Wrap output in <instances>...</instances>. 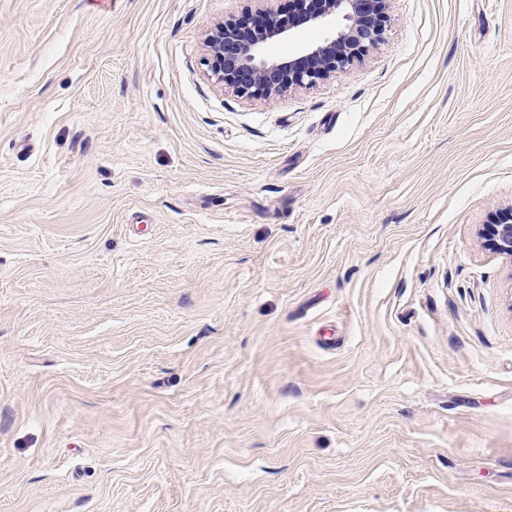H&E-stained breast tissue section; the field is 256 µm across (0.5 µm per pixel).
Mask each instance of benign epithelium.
I'll use <instances>...</instances> for the list:
<instances>
[{
  "mask_svg": "<svg viewBox=\"0 0 512 512\" xmlns=\"http://www.w3.org/2000/svg\"><path fill=\"white\" fill-rule=\"evenodd\" d=\"M262 26L244 36L243 23L227 19L206 35L208 76L240 98L265 99L316 84L363 59L390 23V0H291L288 12L273 0H254ZM322 32L287 55L273 56L274 43L291 42L299 19ZM485 246L512 259V206L482 228Z\"/></svg>",
  "mask_w": 512,
  "mask_h": 512,
  "instance_id": "7a95c632",
  "label": "benign epithelium"
}]
</instances>
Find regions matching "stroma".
I'll list each match as a JSON object with an SVG mask.
<instances>
[{
	"instance_id": "1",
	"label": "stroma",
	"mask_w": 512,
	"mask_h": 512,
	"mask_svg": "<svg viewBox=\"0 0 512 512\" xmlns=\"http://www.w3.org/2000/svg\"><path fill=\"white\" fill-rule=\"evenodd\" d=\"M253 7L0 0V512H512V0L258 101ZM482 239L489 250L512 259V206L490 218L482 228Z\"/></svg>"
}]
</instances>
